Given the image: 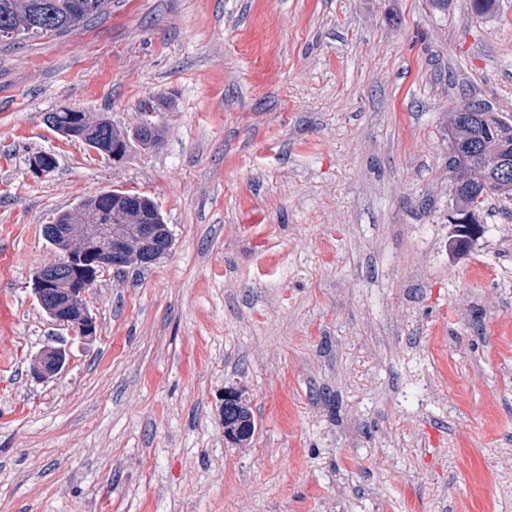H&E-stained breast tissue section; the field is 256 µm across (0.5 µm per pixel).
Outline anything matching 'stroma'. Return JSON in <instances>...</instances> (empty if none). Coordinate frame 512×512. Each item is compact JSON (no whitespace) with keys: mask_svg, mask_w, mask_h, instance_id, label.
<instances>
[{"mask_svg":"<svg viewBox=\"0 0 512 512\" xmlns=\"http://www.w3.org/2000/svg\"><path fill=\"white\" fill-rule=\"evenodd\" d=\"M465 94L512 120V0H108L0 36V512H512V197L457 253ZM147 99L162 141L120 162L45 122L131 133ZM113 190L173 246L101 274L96 339L39 380L69 334L31 291L62 256L42 229ZM67 363V352L62 346L47 345L35 357L32 374L46 380L53 378L63 370ZM238 391L234 388H226L224 390V405L237 398ZM224 423L231 426V430L235 428V425L241 424L242 429L248 427L251 436L254 433V417L250 410L249 404L243 399L242 394L239 392V396L236 402L229 403L224 407Z\"/></svg>","mask_w":512,"mask_h":512,"instance_id":"obj_1","label":"stroma"}]
</instances>
